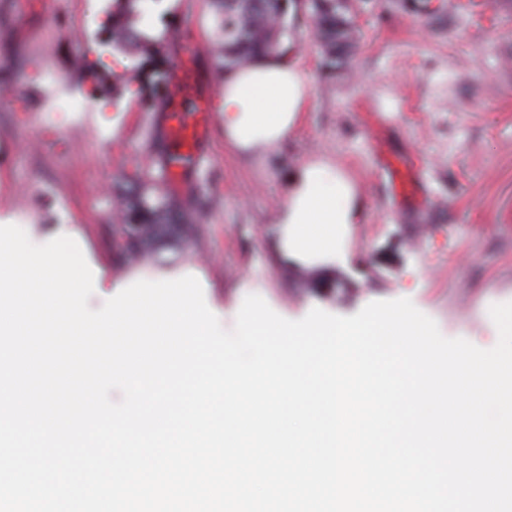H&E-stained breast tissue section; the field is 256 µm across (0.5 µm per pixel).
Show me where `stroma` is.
Masks as SVG:
<instances>
[{
    "instance_id": "1",
    "label": "stroma",
    "mask_w": 512,
    "mask_h": 512,
    "mask_svg": "<svg viewBox=\"0 0 512 512\" xmlns=\"http://www.w3.org/2000/svg\"><path fill=\"white\" fill-rule=\"evenodd\" d=\"M90 4L0 0V77L19 87L0 105V224L36 244L73 232L96 310L120 271L109 230L119 188L167 142L161 110H146L118 80L132 55L97 66L112 0H99L93 18ZM289 12L297 45L285 57L311 88L300 128L263 161L225 151L214 123L188 176L191 193L209 200L204 233L177 250L180 266L199 275L228 330L250 294L289 320L407 298L443 336L492 348L489 308L512 302V0H351L358 45L331 72L310 16ZM142 25L168 70L181 54L171 34L188 32L202 49V90L219 89L209 0H160ZM47 69L61 73L79 111H51ZM316 154L356 181L361 216L346 265L307 291L300 274L276 265L269 242L290 176Z\"/></svg>"
}]
</instances>
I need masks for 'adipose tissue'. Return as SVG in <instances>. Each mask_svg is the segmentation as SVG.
Here are the masks:
<instances>
[{"mask_svg":"<svg viewBox=\"0 0 512 512\" xmlns=\"http://www.w3.org/2000/svg\"><path fill=\"white\" fill-rule=\"evenodd\" d=\"M309 101L305 71L277 53L222 75L218 108L225 147L267 157L297 131ZM359 215L354 182L329 159L307 160L291 177L277 217L279 264L312 274L334 266Z\"/></svg>","mask_w":512,"mask_h":512,"instance_id":"adipose-tissue-1","label":"adipose tissue"}]
</instances>
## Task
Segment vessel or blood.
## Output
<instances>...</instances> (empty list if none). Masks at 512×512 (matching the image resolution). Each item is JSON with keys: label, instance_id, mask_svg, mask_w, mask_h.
Instances as JSON below:
<instances>
[{"label": "vessel or blood", "instance_id": "b4317fda", "mask_svg": "<svg viewBox=\"0 0 512 512\" xmlns=\"http://www.w3.org/2000/svg\"><path fill=\"white\" fill-rule=\"evenodd\" d=\"M174 98L165 106L167 135L177 145L166 156L168 181H180L204 154L206 135L213 120L209 94L198 91L199 76L194 65L180 63L172 77Z\"/></svg>", "mask_w": 512, "mask_h": 512}]
</instances>
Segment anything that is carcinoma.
<instances>
[{
    "label": "carcinoma",
    "mask_w": 512,
    "mask_h": 512,
    "mask_svg": "<svg viewBox=\"0 0 512 512\" xmlns=\"http://www.w3.org/2000/svg\"><path fill=\"white\" fill-rule=\"evenodd\" d=\"M141 0H116V10L101 31L100 44L117 52H147L155 39L139 31L136 19ZM215 25L224 42L221 70L242 67L259 54L279 50L289 36L288 10L282 0H212ZM316 34L325 64L336 65L337 59L354 48L352 33L338 31L336 11L310 4ZM156 177H145L125 191V205L120 220L139 224L141 228L118 247V261L127 269L147 274L159 272L155 254L164 246H175L200 233L202 207H186L158 191Z\"/></svg>",
    "instance_id": "cac0c4a2"
}]
</instances>
